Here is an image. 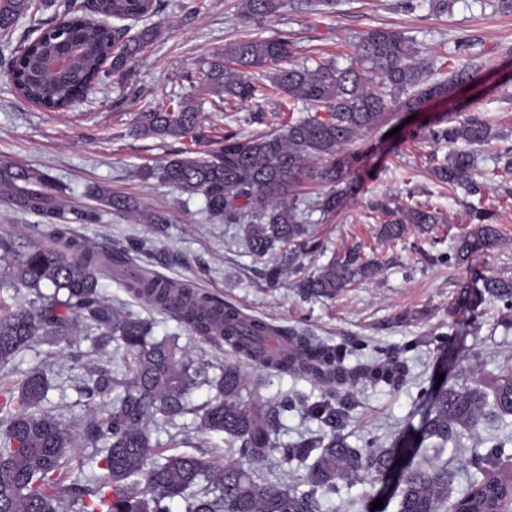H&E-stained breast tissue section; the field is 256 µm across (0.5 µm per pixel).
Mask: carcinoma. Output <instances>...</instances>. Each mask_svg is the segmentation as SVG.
I'll return each mask as SVG.
<instances>
[{"mask_svg": "<svg viewBox=\"0 0 512 512\" xmlns=\"http://www.w3.org/2000/svg\"><path fill=\"white\" fill-rule=\"evenodd\" d=\"M287 2L239 0V16L260 25ZM32 8L33 0H0V33L12 32ZM100 8L119 22L114 32L65 12L11 52L7 76L19 97L47 112L62 111L84 91L104 84L105 63L111 64L112 73L123 75L162 35L157 24L132 30V23L154 15L155 0H100ZM114 41L118 48L109 58L107 49ZM352 47L355 57L346 67L330 62L308 68L294 63L295 43L286 34L225 45L195 75L201 88L219 98L220 109L280 95L305 105L306 115L260 135L227 131L207 156L186 150L149 171L180 193L203 195L212 220L238 225L252 257L272 263L266 272L272 288L280 286L284 272L301 273V258L320 249L309 234L310 213L318 210L328 216L356 195L351 173L360 154L349 146L381 131L397 115L420 112L431 99L448 97L480 73L471 54L460 49L448 75L437 77L433 62L403 32L390 28L362 32ZM63 50L69 52L67 69L48 71L45 60ZM257 70L263 72L261 81L252 78ZM132 133L189 137L196 143L204 130L197 106L185 98L140 113ZM416 135L449 148L434 174L467 191L473 148L497 138L494 126L479 115L445 126L427 122ZM308 181L329 189L306 209L298 192ZM56 192L48 173L0 162V193L52 226L49 243L24 250L0 237V288L8 284L34 295L13 307L0 305V364L10 363L44 336L69 342L84 331L94 336L98 349L114 346L112 359L123 370L81 365L88 397L100 409L83 442L43 408L49 389L45 373L33 371L18 386L0 390V512H170L169 502L176 497L184 501L185 512H321L317 492L334 490L338 481L361 471L383 483L381 491L398 501L397 512L512 508V482L497 472L506 445L512 444V431L501 433L506 426L512 428V364L501 365L485 381L463 370L453 381L443 380L424 392L426 409L419 427L388 448L371 443L354 448L343 432L350 408L346 398L328 397L309 405L302 396L285 397L270 406L243 396L253 386L245 371L249 365L330 391L352 387L360 374L343 366L338 350L301 328L282 327L278 334L287 349L275 352L265 344L269 333L262 321L254 319L244 327L232 305L185 285L132 275L124 288L133 298L168 313L195 335L226 346L232 360L221 373L210 374L209 365L187 356L177 338H154L149 322L102 296L99 254L64 231L68 224L95 223L97 212L71 207ZM87 195L142 224L170 223L167 212L104 186H90ZM382 213L393 216L382 227L388 240L401 238L406 224L427 232L439 223L435 213L421 208L400 206ZM470 218L452 255L439 254L434 260L467 266L476 254L500 244L496 211L473 206ZM276 252L279 263L273 262ZM379 268L377 261L353 249L299 278L294 287L305 298L333 299L348 285L375 276ZM480 281L481 290H464L460 303L473 313L486 299L512 310V279L482 276ZM45 288L53 292L46 294ZM203 386L214 390V396L202 405L192 404V393ZM295 408L320 419L330 434L277 444L275 418ZM188 415L197 432L224 434L227 447L240 448L252 466L246 469L232 459L217 465L202 454L175 451L173 436L168 447L154 438L158 421L172 425ZM467 434L490 449L474 456L476 472L461 483L441 456L448 444ZM87 446L103 453L102 474L91 484L72 475L76 449ZM424 448L432 449L434 458H421ZM273 459L306 465L302 480L308 489L270 479L264 466Z\"/></svg>", "mask_w": 512, "mask_h": 512, "instance_id": "carcinoma-1", "label": "carcinoma"}]
</instances>
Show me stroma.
<instances>
[{"label":"stroma","instance_id":"stroma-1","mask_svg":"<svg viewBox=\"0 0 512 512\" xmlns=\"http://www.w3.org/2000/svg\"><path fill=\"white\" fill-rule=\"evenodd\" d=\"M57 7L34 0L31 17L20 21L10 42L0 41V162L47 172L61 200L97 208L96 223L69 225L70 236L94 247L104 259L115 245L128 247L133 269L191 284L250 316L306 327L322 343L342 348L345 366L362 373L345 429L355 448L370 440L389 446L408 426L419 425L425 412L420 391L438 375L470 369L483 378L512 362V312L496 302L474 315L457 304L463 286L476 275L512 277V174L495 162L497 154L512 150V11L455 0L450 12L435 16L421 6L404 8L401 0H341L330 17L310 11L302 0H289L277 16L255 25L239 18L238 0H160L157 19L166 25L164 35L127 76L108 77L106 92H92L78 106L46 112L16 97L6 71L12 47L33 23L57 16ZM378 27L413 38L435 67L448 68L461 42L482 64L480 87L430 104L425 112L430 120L478 114L493 122L499 137L477 148L472 172L481 193L470 196L440 183L432 173L431 147L402 132L401 118H394L398 131L392 137L378 133L357 142V149L366 153L354 174L359 191L330 216L313 213L310 232L322 248L303 260L311 273L334 254L358 246L366 257L380 261V272L333 300L303 298L292 274L285 275L280 287H268L263 264L251 257L236 225L211 221L203 196L177 192L149 176L150 168L190 147L186 140L142 138L131 129L148 104L185 96L194 97L202 111L205 139L193 146L202 154L225 131L253 134L280 127L287 115L276 96L232 112L219 110L215 95L191 83L198 63L230 42L286 34L297 43L299 63L312 68L331 60L344 66L353 53V35ZM93 184L166 209L171 221L139 224L96 206L87 195ZM397 202L440 212L443 221L424 235L408 226L402 240L384 242L375 207ZM478 202L496 210L501 245L475 257L468 269L434 262V255L449 252L455 237L466 230L468 206ZM50 231L39 216L0 196V235L22 243L45 242ZM100 284L113 306L151 322L155 338L178 335L188 356L208 362L211 372L223 369L228 359L223 347L185 330L164 312L137 303L111 270L103 271ZM86 353L100 366L113 365L111 355L94 351L91 340L81 335L71 343H35L0 367V382L17 383L32 370H44L50 380L48 404L60 408L74 433L84 434L93 405L81 388V370L73 358ZM392 359L403 367L401 381H371L369 371ZM378 491L370 480H347L319 499L323 512H397L395 501L379 499ZM377 500L382 508H374Z\"/></svg>","mask_w":512,"mask_h":512}]
</instances>
